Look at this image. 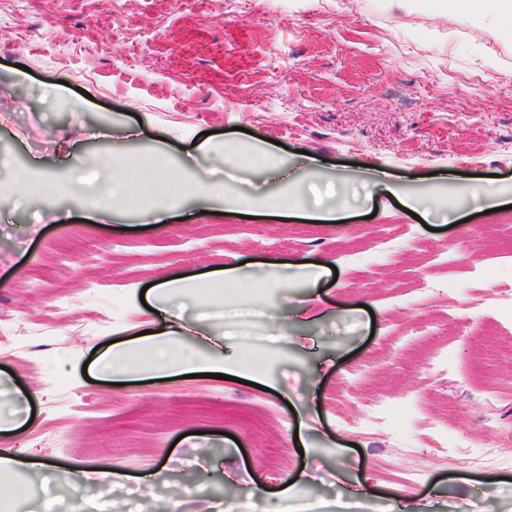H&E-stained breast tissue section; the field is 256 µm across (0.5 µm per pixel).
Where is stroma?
I'll return each instance as SVG.
<instances>
[{
	"label": "stroma",
	"mask_w": 512,
	"mask_h": 512,
	"mask_svg": "<svg viewBox=\"0 0 512 512\" xmlns=\"http://www.w3.org/2000/svg\"><path fill=\"white\" fill-rule=\"evenodd\" d=\"M437 0H0V407L34 386L32 423L0 448L28 462L0 476L87 512H512V360L477 370L512 336L498 243L512 204V33L438 12ZM479 86L466 99V83ZM267 152L258 171L226 160ZM171 181L220 169L302 201L334 193L342 221L261 222L189 199L166 221L84 194L21 201L17 175L101 154ZM314 165H307V157ZM388 185L380 190L375 178ZM494 182L501 210L462 205ZM434 199L427 221L403 197ZM458 205L449 221V205ZM320 260L262 309L214 292L210 327L260 352V387L213 379L73 384L114 342L154 330L140 294L163 275ZM309 307L311 319L294 315ZM465 454L472 463L450 465ZM116 467L115 486L73 490L40 462Z\"/></svg>",
	"instance_id": "35a3bbf8"
}]
</instances>
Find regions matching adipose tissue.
I'll list each match as a JSON object with an SVG mask.
<instances>
[{
  "instance_id": "ef3b65f1",
  "label": "adipose tissue",
  "mask_w": 512,
  "mask_h": 512,
  "mask_svg": "<svg viewBox=\"0 0 512 512\" xmlns=\"http://www.w3.org/2000/svg\"><path fill=\"white\" fill-rule=\"evenodd\" d=\"M493 10H486L484 0H446L444 7L455 13L461 21H470L481 15L486 30L494 31L512 23V0H494ZM103 173L102 191L117 196L133 195L149 190L154 205L145 212L146 221L154 222L173 210L177 197L217 201L224 208L248 207L254 216L261 218L297 219L319 224L338 222L342 209L315 206L305 208L290 205L282 194H268L260 200L238 194L220 181H205L186 176L178 187H171L163 169H154L150 180H142L123 162L109 155L98 163ZM287 276L268 281L264 278L263 264H254L250 274H243L240 267H226L209 272L206 279L192 282L185 278H165L154 285L157 314L162 320L158 331L112 343L94 359L91 369L99 381L126 383L135 376L164 379L186 374L220 373L258 378V366L243 367L234 355H225L224 337L210 328L201 327L188 332L184 314L188 307H200L201 298L209 287L224 289L228 295L243 289L253 290L256 298L264 299L276 290L287 287ZM194 334V343H187V334Z\"/></svg>"
}]
</instances>
